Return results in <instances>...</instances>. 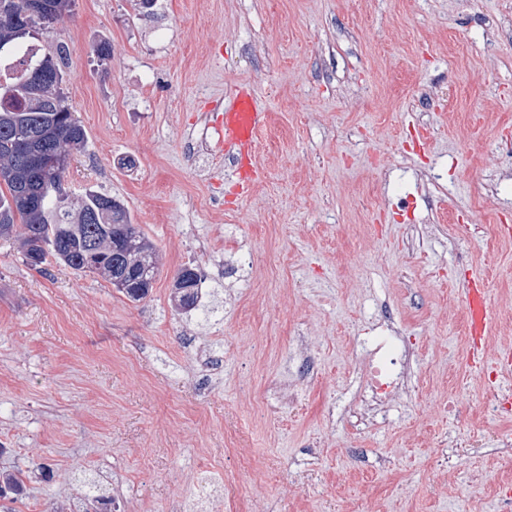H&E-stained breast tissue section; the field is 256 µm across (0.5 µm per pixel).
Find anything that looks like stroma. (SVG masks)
Wrapping results in <instances>:
<instances>
[{
	"mask_svg": "<svg viewBox=\"0 0 512 512\" xmlns=\"http://www.w3.org/2000/svg\"><path fill=\"white\" fill-rule=\"evenodd\" d=\"M60 44L87 135L65 188L119 198L156 278L132 302L0 237L15 512H86L82 482L98 512H512V408L488 411L512 397V0H74L35 42ZM241 84L269 114L246 197L218 143ZM186 266L193 310L172 300ZM475 278L493 315L473 360ZM381 309L416 350L411 392L364 426Z\"/></svg>",
	"mask_w": 512,
	"mask_h": 512,
	"instance_id": "35a3bbf8",
	"label": "stroma"
}]
</instances>
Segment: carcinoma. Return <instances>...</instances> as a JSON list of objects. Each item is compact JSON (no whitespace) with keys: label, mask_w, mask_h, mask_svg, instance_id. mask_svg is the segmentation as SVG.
<instances>
[{"label":"carcinoma","mask_w":512,"mask_h":512,"mask_svg":"<svg viewBox=\"0 0 512 512\" xmlns=\"http://www.w3.org/2000/svg\"><path fill=\"white\" fill-rule=\"evenodd\" d=\"M32 0H0V56L7 55L39 36L44 25L71 12L73 0H41L40 14L31 10ZM20 16L25 33L11 36L5 18ZM63 46L28 63L23 72L8 81L0 79V237L21 227L25 253L40 254V267L53 259L74 271L112 277L116 267L129 269L134 278L154 280V245L132 223L124 204L107 194L90 191L69 200L57 196L55 185L63 183L67 169L37 172L19 162L23 147L16 136L31 130L50 140L65 155L83 147L86 132L74 118L59 84L63 76ZM99 241V266L87 265L88 245ZM24 493L22 480L14 473L0 476V496Z\"/></svg>","instance_id":"cac0c4a2"}]
</instances>
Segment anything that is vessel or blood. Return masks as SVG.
Returning <instances> with one entry per match:
<instances>
[{"mask_svg": "<svg viewBox=\"0 0 512 512\" xmlns=\"http://www.w3.org/2000/svg\"><path fill=\"white\" fill-rule=\"evenodd\" d=\"M267 122L254 91L246 85L240 86L224 107L222 140L232 150L238 164L243 165L240 178L243 187H250L258 177L255 165V148L260 130ZM467 325L471 335L482 336L488 330L491 310L483 289L471 288L465 293Z\"/></svg>", "mask_w": 512, "mask_h": 512, "instance_id": "1", "label": "vessel or blood"}]
</instances>
